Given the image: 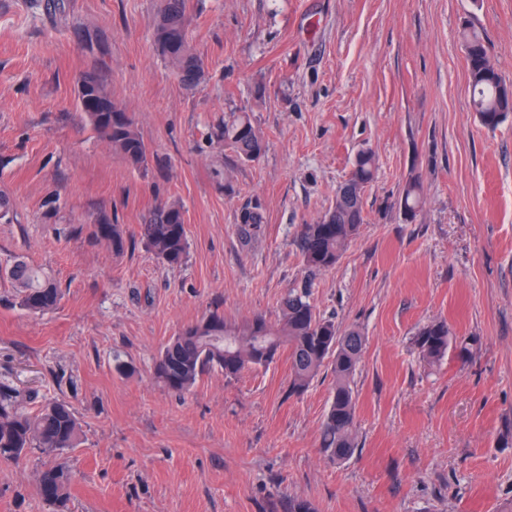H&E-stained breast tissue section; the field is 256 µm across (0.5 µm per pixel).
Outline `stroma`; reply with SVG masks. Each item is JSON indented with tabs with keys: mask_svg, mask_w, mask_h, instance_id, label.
<instances>
[{
	"mask_svg": "<svg viewBox=\"0 0 512 512\" xmlns=\"http://www.w3.org/2000/svg\"><path fill=\"white\" fill-rule=\"evenodd\" d=\"M162 0H0V266L22 256L57 280V308L30 314L0 280V378L63 399L82 438L0 463V512H53L44 466L75 476L69 512H512V116L473 110L460 30L486 39L512 85V0H186L205 72L187 90L159 54ZM99 73L149 157L137 170L86 120L77 79ZM250 113L267 143L240 163L210 134ZM378 158L360 232L309 273L300 225L332 207L356 154ZM419 176L423 203L401 196ZM185 211L186 262L139 236L156 201ZM258 206V239L238 224ZM122 225L114 252L94 224ZM359 328V447L330 463L322 371L289 395L287 354L233 378L212 371L179 397L154 377L161 348L205 312L277 320L289 289ZM474 338L427 364L418 329ZM127 373H117L114 360ZM401 202L405 214L410 218L414 217L422 203L421 181L419 176H412L406 182Z\"/></svg>",
	"mask_w": 512,
	"mask_h": 512,
	"instance_id": "35a3bbf8",
	"label": "stroma"
}]
</instances>
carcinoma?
I'll return each instance as SVG.
<instances>
[{"label": "carcinoma", "mask_w": 512, "mask_h": 512, "mask_svg": "<svg viewBox=\"0 0 512 512\" xmlns=\"http://www.w3.org/2000/svg\"><path fill=\"white\" fill-rule=\"evenodd\" d=\"M184 14L185 0H164L155 27V44L182 84L193 90L201 84L204 72L183 24ZM461 38L474 111L484 127L494 129L512 114V85L504 83L491 64L481 33L467 25ZM78 99L93 129L112 149L132 167H145L147 145L131 113L112 98L104 81L94 73L80 75ZM214 136L244 163L258 161L266 150V143L247 112L230 114L217 125ZM376 168V156L369 150L360 151L350 185L339 188L336 201L318 223L301 225L298 240L308 271L335 266L358 235L364 221L365 189L373 181ZM421 203V181L413 176L403 190L404 213L414 217ZM261 224L258 208L242 212L240 229L245 237H256ZM92 236L110 242L115 252L124 250V234L118 224H95ZM140 237L162 263L170 267L184 264L188 241L181 203L169 200L152 207L140 224ZM5 274L17 289V303L24 310L38 314L58 305L60 291L44 268L18 258ZM452 342V333L444 321L422 327L414 340L429 362L443 357ZM284 347L288 348L291 363L292 395L302 394L323 369L331 370L334 389L322 423L321 450L332 462L350 458L358 447L353 384L365 349V336L356 329L343 332L333 319L317 313L305 288L288 292L276 324L262 316L236 324L218 312L209 313L162 348L153 370L168 390L182 394L211 370L218 369L232 377L245 369L267 366ZM80 441L81 427L70 403L49 401L31 411L20 389L0 381V462H17L34 448L45 454L59 453L77 447ZM72 480L69 469L60 465L47 467L38 473V494L53 506L54 512H68Z\"/></svg>", "instance_id": "cac0c4a2"}]
</instances>
